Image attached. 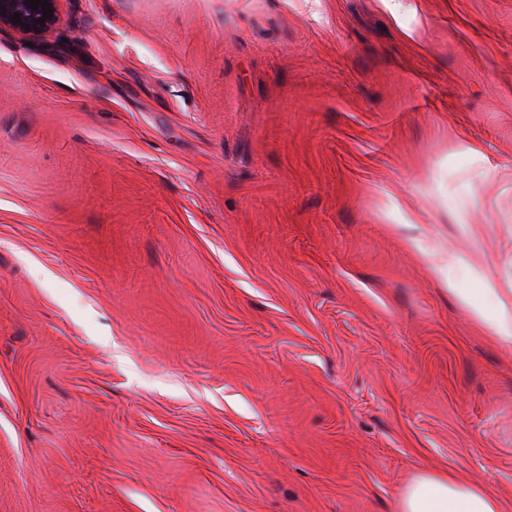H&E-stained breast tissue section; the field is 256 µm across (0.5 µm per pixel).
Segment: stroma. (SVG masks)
<instances>
[{"instance_id":"stroma-1","label":"stroma","mask_w":512,"mask_h":512,"mask_svg":"<svg viewBox=\"0 0 512 512\" xmlns=\"http://www.w3.org/2000/svg\"><path fill=\"white\" fill-rule=\"evenodd\" d=\"M509 288L512 0L0 30V512H512ZM474 318L486 324L490 334L499 339L508 340L512 343V331L510 327V319L505 316L500 318H488L485 313L477 309L474 313ZM396 512H500L496 496L448 473L423 472L404 487Z\"/></svg>"}]
</instances>
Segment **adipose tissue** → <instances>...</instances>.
Segmentation results:
<instances>
[{"label": "adipose tissue", "mask_w": 512, "mask_h": 512, "mask_svg": "<svg viewBox=\"0 0 512 512\" xmlns=\"http://www.w3.org/2000/svg\"><path fill=\"white\" fill-rule=\"evenodd\" d=\"M397 512H500L496 496L446 473L423 472L404 487Z\"/></svg>", "instance_id": "adipose-tissue-1"}]
</instances>
